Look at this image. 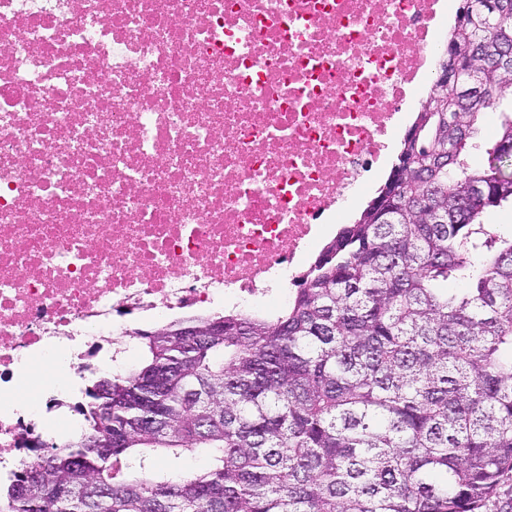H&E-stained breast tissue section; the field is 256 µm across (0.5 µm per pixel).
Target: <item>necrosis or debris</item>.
<instances>
[{"mask_svg":"<svg viewBox=\"0 0 512 512\" xmlns=\"http://www.w3.org/2000/svg\"><path fill=\"white\" fill-rule=\"evenodd\" d=\"M443 0H0V479L145 321L287 304L367 193Z\"/></svg>","mask_w":512,"mask_h":512,"instance_id":"necrosis-or-debris-1","label":"necrosis or debris"}]
</instances>
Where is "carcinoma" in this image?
<instances>
[{"label":"carcinoma","mask_w":512,"mask_h":512,"mask_svg":"<svg viewBox=\"0 0 512 512\" xmlns=\"http://www.w3.org/2000/svg\"><path fill=\"white\" fill-rule=\"evenodd\" d=\"M503 21L459 11L448 41L478 91L437 88L417 112L411 174L340 228L283 311L182 316L137 332L142 359L112 375V416L86 407L88 446L47 449L0 489V512H483L512 472V233L479 221L512 201V0ZM485 112L499 113L487 142ZM480 145L487 155L471 164ZM476 212L456 203L477 185ZM434 203L426 210L423 202ZM459 280L462 288L448 287ZM202 336L184 344L182 331ZM207 467L187 471V458ZM42 469L41 481L25 487Z\"/></svg>","instance_id":"1"}]
</instances>
